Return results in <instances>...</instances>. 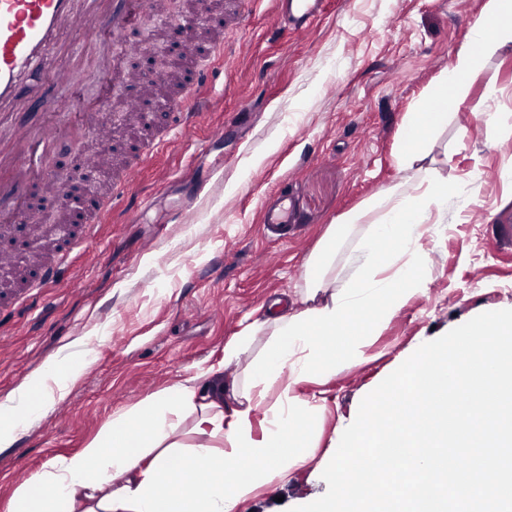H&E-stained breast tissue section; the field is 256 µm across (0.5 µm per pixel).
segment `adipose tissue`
I'll return each instance as SVG.
<instances>
[{
    "label": "adipose tissue",
    "mask_w": 512,
    "mask_h": 512,
    "mask_svg": "<svg viewBox=\"0 0 512 512\" xmlns=\"http://www.w3.org/2000/svg\"><path fill=\"white\" fill-rule=\"evenodd\" d=\"M512 53V0H485L467 42L456 52L436 88L408 113L398 162L412 175L369 201L364 212L330 225L306 265V295L328 288L326 272L344 242H351V285L331 303L284 315L272 322L274 339L248 379L236 407L223 410L217 388L200 377L176 391H163L140 406L116 413L80 453L58 460L15 491L8 512H237L264 484L282 479L307 459L311 408L295 387L317 374H332L345 355H360L394 313L419 291L424 279L381 276L394 260L421 251L423 222L464 211L477 187L464 188L418 168L428 143L448 125L449 106L485 57ZM92 358L87 341L73 344L58 360L0 401V447L34 424ZM275 399H268L272 385ZM263 413L261 437L253 419ZM194 418L195 431L210 446L186 452L176 441L179 424ZM186 452L176 466L174 457ZM52 485L53 496L42 493Z\"/></svg>",
    "instance_id": "obj_1"
}]
</instances>
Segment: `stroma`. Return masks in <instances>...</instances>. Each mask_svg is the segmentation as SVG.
<instances>
[{
  "label": "stroma",
  "instance_id": "35a3bbf8",
  "mask_svg": "<svg viewBox=\"0 0 512 512\" xmlns=\"http://www.w3.org/2000/svg\"><path fill=\"white\" fill-rule=\"evenodd\" d=\"M484 2L330 0L293 36L277 30L272 0H244L239 20L224 26L208 109L135 177L139 208L108 213L91 240L67 245L55 281L0 305V400L79 338L93 341L67 395L0 447V512L25 479L82 451L114 413L213 366L225 387L244 385L271 331L230 363L225 344L246 324L309 308L308 258L330 225L405 179L396 159L404 118L450 66ZM486 112L498 113L495 128ZM422 165L460 185L478 180L483 191L456 221L426 224L427 279L365 360L347 358L336 375L296 387L318 406L310 457L238 512H292L322 497V472L366 394L423 343L512 309V245L493 238L495 225L512 221V54L489 56L472 76ZM285 179L300 223L276 240L260 205Z\"/></svg>",
  "mask_w": 512,
  "mask_h": 512
}]
</instances>
